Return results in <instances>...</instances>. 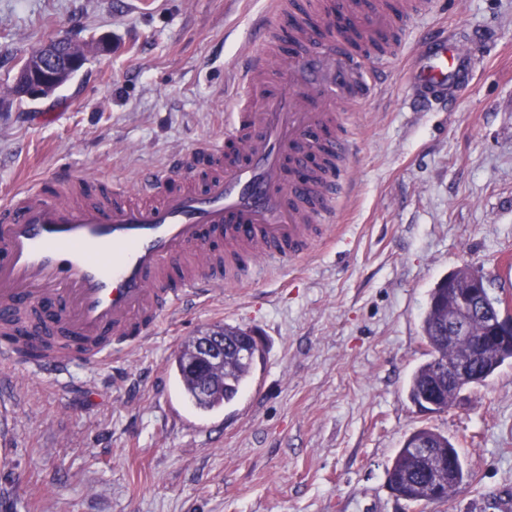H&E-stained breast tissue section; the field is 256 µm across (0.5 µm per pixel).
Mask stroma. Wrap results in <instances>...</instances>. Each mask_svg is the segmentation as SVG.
<instances>
[{"label": "stroma", "instance_id": "1", "mask_svg": "<svg viewBox=\"0 0 512 512\" xmlns=\"http://www.w3.org/2000/svg\"><path fill=\"white\" fill-rule=\"evenodd\" d=\"M269 0H0V202L69 172L136 188L223 137L235 73ZM76 35L87 60L54 93L9 95L31 52ZM445 37L474 68L446 94L406 79ZM370 102L346 110L350 180L313 252L160 319L69 394L0 366V512H505L512 362L442 412L415 406L428 293L469 262L512 298V0H423ZM218 324L264 353L238 399L200 414L168 364ZM448 436L471 477L446 503L398 499L406 435Z\"/></svg>", "mask_w": 512, "mask_h": 512}]
</instances>
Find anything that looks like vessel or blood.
Here are the masks:
<instances>
[{
    "label": "vessel or blood",
    "mask_w": 512,
    "mask_h": 512,
    "mask_svg": "<svg viewBox=\"0 0 512 512\" xmlns=\"http://www.w3.org/2000/svg\"><path fill=\"white\" fill-rule=\"evenodd\" d=\"M338 17L322 40L290 6L271 0L280 24L294 29L282 91L263 95L275 61L263 26L238 75L237 111L221 139L146 172L140 202L119 182L74 205L73 174L38 182L0 204V364L66 384L77 360H103L149 334L160 318L217 285H233L264 264L299 261L313 227L336 214L350 141L338 105L358 107L379 77L358 63L361 47L385 53L419 0H315ZM469 58L443 41L416 55L412 78L460 84ZM38 306L40 335L60 347L23 355L16 309Z\"/></svg>",
    "instance_id": "obj_1"
}]
</instances>
